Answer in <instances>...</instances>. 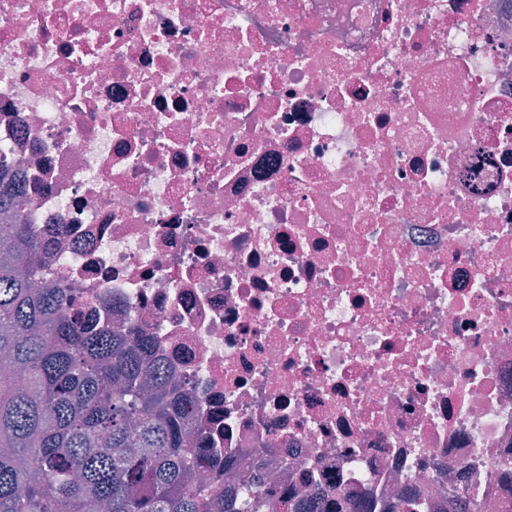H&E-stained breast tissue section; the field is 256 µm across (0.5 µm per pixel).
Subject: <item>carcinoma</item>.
Listing matches in <instances>:
<instances>
[{"label":"carcinoma","mask_w":512,"mask_h":512,"mask_svg":"<svg viewBox=\"0 0 512 512\" xmlns=\"http://www.w3.org/2000/svg\"><path fill=\"white\" fill-rule=\"evenodd\" d=\"M24 186L0 170V512H325L264 487L249 473L234 487L193 480L224 463L187 446L186 398L150 358L143 330L96 325L63 278L42 286L26 269L53 270L21 211ZM411 512V500H336L332 512Z\"/></svg>","instance_id":"carcinoma-1"}]
</instances>
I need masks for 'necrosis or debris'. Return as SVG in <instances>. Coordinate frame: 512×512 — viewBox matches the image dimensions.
<instances>
[{
	"mask_svg": "<svg viewBox=\"0 0 512 512\" xmlns=\"http://www.w3.org/2000/svg\"><path fill=\"white\" fill-rule=\"evenodd\" d=\"M0 167L232 471L512 512V0H0Z\"/></svg>",
	"mask_w": 512,
	"mask_h": 512,
	"instance_id": "4bbe7bcc",
	"label": "necrosis or debris"
}]
</instances>
